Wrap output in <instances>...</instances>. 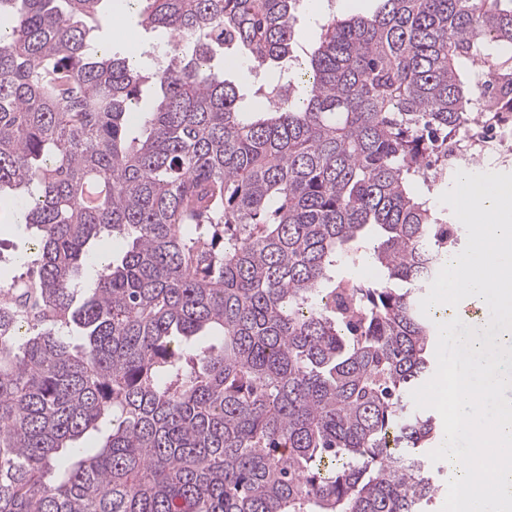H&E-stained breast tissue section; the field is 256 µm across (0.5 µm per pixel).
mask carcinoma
<instances>
[{
    "instance_id": "1",
    "label": "carcinoma",
    "mask_w": 512,
    "mask_h": 512,
    "mask_svg": "<svg viewBox=\"0 0 512 512\" xmlns=\"http://www.w3.org/2000/svg\"><path fill=\"white\" fill-rule=\"evenodd\" d=\"M299 2L134 0L173 37L146 71L93 35L127 0H0V201L34 242L0 287V512H429L405 399L457 236L410 185L512 113V0L334 17L242 111L215 50L282 62Z\"/></svg>"
}]
</instances>
